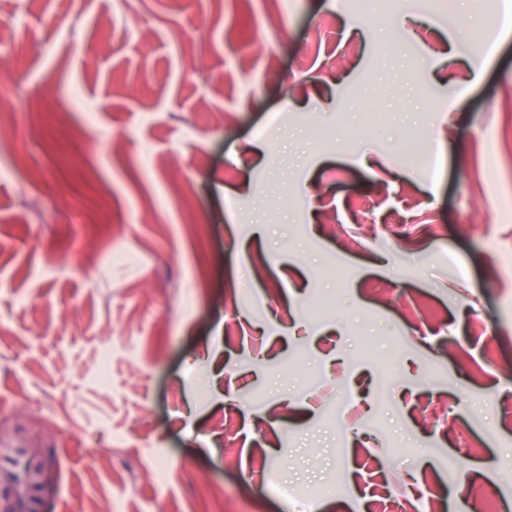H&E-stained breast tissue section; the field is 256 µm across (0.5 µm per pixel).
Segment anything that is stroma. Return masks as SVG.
<instances>
[{
    "label": "stroma",
    "instance_id": "stroma-1",
    "mask_svg": "<svg viewBox=\"0 0 512 512\" xmlns=\"http://www.w3.org/2000/svg\"><path fill=\"white\" fill-rule=\"evenodd\" d=\"M498 2L409 0L384 54L377 2L0 0V441L44 512H367V453L396 512L512 499ZM337 370L363 434L306 392ZM4 455H14L12 468L2 466ZM55 487L56 470L49 459L35 448H1L0 441V512H41L39 506Z\"/></svg>",
    "mask_w": 512,
    "mask_h": 512
}]
</instances>
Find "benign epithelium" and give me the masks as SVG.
<instances>
[{"mask_svg": "<svg viewBox=\"0 0 512 512\" xmlns=\"http://www.w3.org/2000/svg\"><path fill=\"white\" fill-rule=\"evenodd\" d=\"M12 468L0 465V512H41L40 505L56 487L53 463L34 448H1Z\"/></svg>", "mask_w": 512, "mask_h": 512, "instance_id": "benign-epithelium-1", "label": "benign epithelium"}]
</instances>
